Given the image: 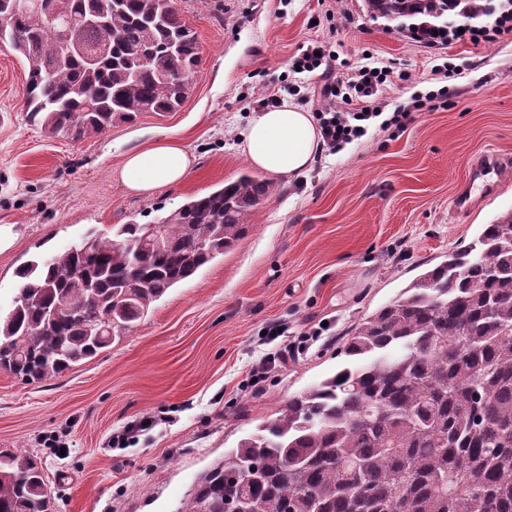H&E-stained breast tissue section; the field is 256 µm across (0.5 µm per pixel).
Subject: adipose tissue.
I'll list each match as a JSON object with an SVG mask.
<instances>
[{"mask_svg":"<svg viewBox=\"0 0 512 512\" xmlns=\"http://www.w3.org/2000/svg\"><path fill=\"white\" fill-rule=\"evenodd\" d=\"M242 149L258 170L289 177L312 169L320 153V134L310 113L286 103L253 118ZM193 162L180 142L155 140L127 154L119 179L130 193L147 194L183 182Z\"/></svg>","mask_w":512,"mask_h":512,"instance_id":"ef3b65f1","label":"adipose tissue"}]
</instances>
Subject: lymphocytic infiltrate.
Here are the masks:
<instances>
[{
    "label": "lymphocytic infiltrate",
    "mask_w": 512,
    "mask_h": 512,
    "mask_svg": "<svg viewBox=\"0 0 512 512\" xmlns=\"http://www.w3.org/2000/svg\"><path fill=\"white\" fill-rule=\"evenodd\" d=\"M302 71L318 72L320 84L316 90L322 151L336 154L347 144L366 135L368 121L380 119L382 128L403 129L412 123L417 113L433 110L437 102L447 96L446 88L419 95L407 105L389 107L384 98L387 81L386 68L364 65L347 80L336 75L333 55H316L314 47H307L295 61Z\"/></svg>",
    "instance_id": "1"
}]
</instances>
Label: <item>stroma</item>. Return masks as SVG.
<instances>
[{"instance_id":"obj_1","label":"stroma","mask_w":512,"mask_h":512,"mask_svg":"<svg viewBox=\"0 0 512 512\" xmlns=\"http://www.w3.org/2000/svg\"><path fill=\"white\" fill-rule=\"evenodd\" d=\"M172 5L202 49L185 101L95 137H53L30 121L27 73L0 46V224L15 234L0 251L1 314L13 307L22 265L64 252L92 229L152 222L253 172L241 140L257 113L254 94L288 86L287 102L315 109L317 76L292 71L305 46L336 54L340 74L370 60L390 67L391 105L443 85L448 98L400 131L371 122L311 171L274 178L243 241L171 288L95 358L38 384L0 371V450L41 463L55 512H174L212 461L345 364L341 346L363 318L512 210V171L472 209H453L476 158L512 163V31L430 44L370 17L364 0ZM443 65L449 78L434 80ZM155 138L180 141L193 168L181 185L131 194L118 168ZM321 323L323 336L252 394L253 361ZM275 326L283 335H270ZM144 416L158 425L136 444L109 446L113 432ZM54 436L66 450L47 446Z\"/></svg>"}]
</instances>
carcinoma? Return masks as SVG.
Instances as JSON below:
<instances>
[{"label": "carcinoma", "instance_id": "obj_1", "mask_svg": "<svg viewBox=\"0 0 512 512\" xmlns=\"http://www.w3.org/2000/svg\"><path fill=\"white\" fill-rule=\"evenodd\" d=\"M365 4L433 43L448 41L449 12H488L482 0ZM1 19L30 119L51 135L174 111L200 59L171 0H0ZM272 194L243 173L161 217L166 251L142 244L144 225L119 224L22 266L0 316V371L39 383L94 358L235 247ZM342 353L346 366L202 471L175 512H512V211L362 319ZM52 506L31 455L0 450V512Z\"/></svg>", "mask_w": 512, "mask_h": 512}]
</instances>
